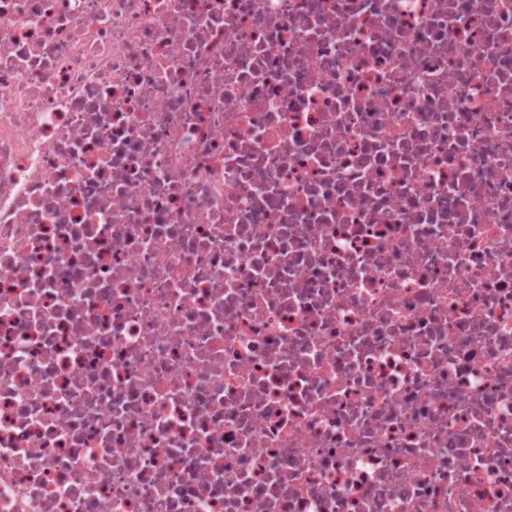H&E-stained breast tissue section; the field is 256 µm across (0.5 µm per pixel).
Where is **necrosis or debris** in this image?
<instances>
[{
	"label": "necrosis or debris",
	"instance_id": "4bbe7bcc",
	"mask_svg": "<svg viewBox=\"0 0 512 512\" xmlns=\"http://www.w3.org/2000/svg\"><path fill=\"white\" fill-rule=\"evenodd\" d=\"M0 512H512V0H0Z\"/></svg>",
	"mask_w": 512,
	"mask_h": 512
}]
</instances>
